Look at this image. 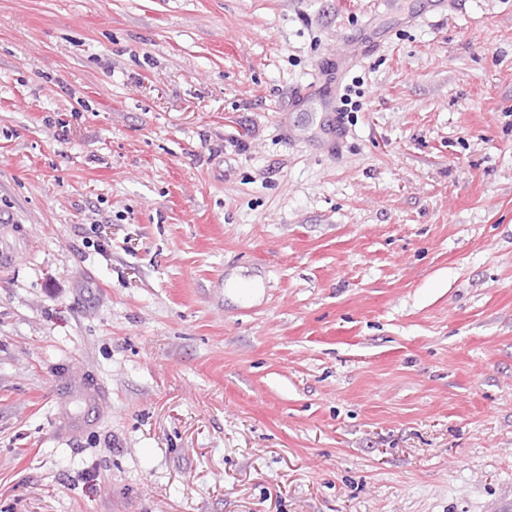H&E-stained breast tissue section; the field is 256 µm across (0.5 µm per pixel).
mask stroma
Segmentation results:
<instances>
[{"mask_svg": "<svg viewBox=\"0 0 512 512\" xmlns=\"http://www.w3.org/2000/svg\"><path fill=\"white\" fill-rule=\"evenodd\" d=\"M0 218V512H512V0H0Z\"/></svg>", "mask_w": 512, "mask_h": 512, "instance_id": "35a3bbf8", "label": "stroma"}]
</instances>
